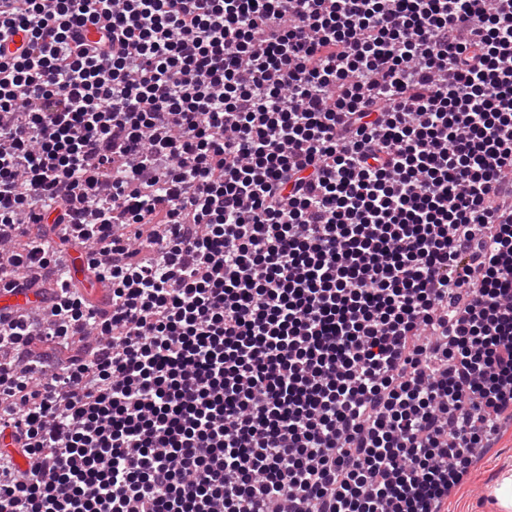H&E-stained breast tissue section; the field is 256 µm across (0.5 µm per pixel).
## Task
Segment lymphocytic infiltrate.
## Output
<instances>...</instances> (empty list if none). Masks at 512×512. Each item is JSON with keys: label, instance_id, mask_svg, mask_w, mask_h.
<instances>
[{"label": "lymphocytic infiltrate", "instance_id": "lymphocytic-infiltrate-1", "mask_svg": "<svg viewBox=\"0 0 512 512\" xmlns=\"http://www.w3.org/2000/svg\"><path fill=\"white\" fill-rule=\"evenodd\" d=\"M41 287L0 512H443L512 413V0H0Z\"/></svg>", "mask_w": 512, "mask_h": 512}]
</instances>
